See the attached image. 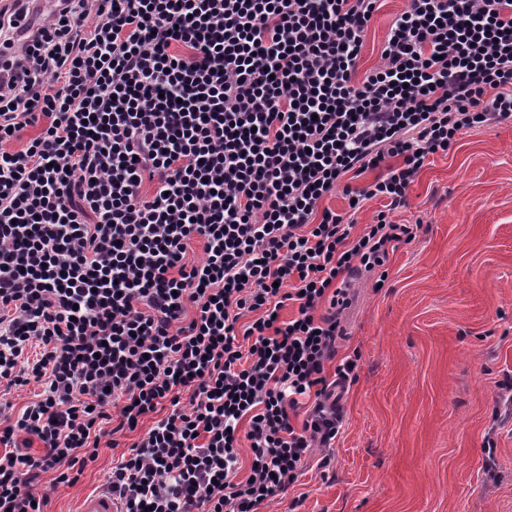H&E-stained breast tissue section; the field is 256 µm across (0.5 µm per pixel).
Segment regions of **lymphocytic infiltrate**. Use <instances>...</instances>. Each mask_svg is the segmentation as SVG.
<instances>
[{"instance_id":"1","label":"lymphocytic infiltrate","mask_w":512,"mask_h":512,"mask_svg":"<svg viewBox=\"0 0 512 512\" xmlns=\"http://www.w3.org/2000/svg\"><path fill=\"white\" fill-rule=\"evenodd\" d=\"M378 2L0 10V381L42 387L0 405V512H44L41 474L77 483L152 414L112 468L123 512H258L335 438L353 275L414 239L390 214L429 156L512 119V0H408L362 74Z\"/></svg>"}]
</instances>
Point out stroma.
I'll list each match as a JSON object with an SVG mask.
<instances>
[{"instance_id":"obj_1","label":"stroma","mask_w":512,"mask_h":512,"mask_svg":"<svg viewBox=\"0 0 512 512\" xmlns=\"http://www.w3.org/2000/svg\"><path fill=\"white\" fill-rule=\"evenodd\" d=\"M405 6L381 0L360 71ZM391 219L416 237L390 253L383 287L352 280L337 356L358 362L339 391L340 431L260 512H512V120L433 156ZM154 422L100 448L44 512H76Z\"/></svg>"}]
</instances>
